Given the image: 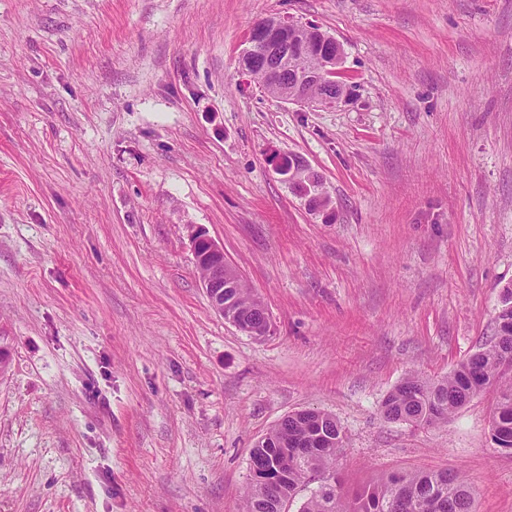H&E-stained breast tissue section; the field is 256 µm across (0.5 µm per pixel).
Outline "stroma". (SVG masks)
Wrapping results in <instances>:
<instances>
[{
  "label": "stroma",
  "instance_id": "obj_1",
  "mask_svg": "<svg viewBox=\"0 0 512 512\" xmlns=\"http://www.w3.org/2000/svg\"><path fill=\"white\" fill-rule=\"evenodd\" d=\"M269 17L341 44L337 106L239 74ZM197 227L268 335L211 308ZM508 284L512 0H0V512H242L304 409L347 492L448 469L512 512L491 393L380 412L487 347Z\"/></svg>",
  "mask_w": 512,
  "mask_h": 512
}]
</instances>
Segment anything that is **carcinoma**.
<instances>
[{
    "mask_svg": "<svg viewBox=\"0 0 512 512\" xmlns=\"http://www.w3.org/2000/svg\"><path fill=\"white\" fill-rule=\"evenodd\" d=\"M229 310L251 324L270 329L265 308L242 284L224 295ZM495 333L489 346L461 362L448 376L430 381L418 375L403 379L383 400L380 412L391 422L417 427L448 423V418L479 392L494 396L491 436L512 449V384L497 383L512 369V286L502 291V305L494 317ZM344 435L334 416L304 410L284 417L261 438L250 453V478L244 512H278L279 499L292 504L310 482L308 474H328L304 499L298 512H476L474 494L466 480L448 470L393 474L382 485L348 494L333 478ZM288 458V479L271 486L281 461Z\"/></svg>",
    "mask_w": 512,
    "mask_h": 512,
    "instance_id": "obj_1",
    "label": "carcinoma"
}]
</instances>
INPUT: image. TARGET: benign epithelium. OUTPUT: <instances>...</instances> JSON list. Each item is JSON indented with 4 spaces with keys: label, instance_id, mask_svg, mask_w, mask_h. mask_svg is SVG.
<instances>
[{
    "label": "benign epithelium",
    "instance_id": "7a95c632",
    "mask_svg": "<svg viewBox=\"0 0 512 512\" xmlns=\"http://www.w3.org/2000/svg\"><path fill=\"white\" fill-rule=\"evenodd\" d=\"M302 27L303 24L285 18L257 22L251 28L248 46L239 55V70L250 76L254 68H259L264 85L275 86L283 81L289 58L299 51L296 36ZM323 55L318 67L293 75L291 92L280 96V100L300 106L327 104L325 99L315 95L313 89L321 83L336 82L342 52L330 48ZM191 247L195 264L203 271V288L213 310L249 336L264 335L258 329L243 325L233 314H224V289L234 288L243 281L241 274L224 259V248L201 229L192 232Z\"/></svg>",
    "mask_w": 512,
    "mask_h": 512
}]
</instances>
